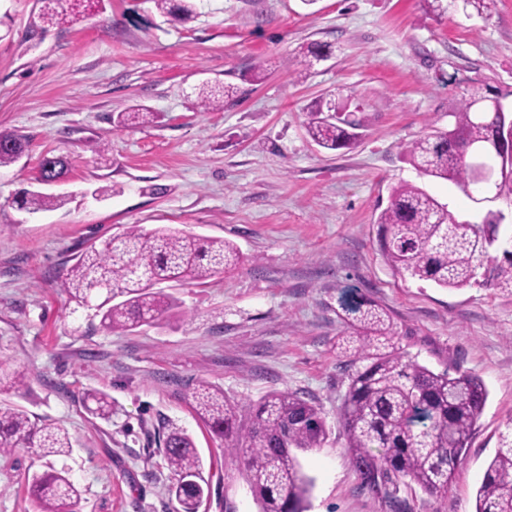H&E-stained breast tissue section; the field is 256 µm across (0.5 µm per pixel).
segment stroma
I'll list each match as a JSON object with an SVG mask.
<instances>
[{"instance_id":"35a3bbf8","label":"stroma","mask_w":512,"mask_h":512,"mask_svg":"<svg viewBox=\"0 0 512 512\" xmlns=\"http://www.w3.org/2000/svg\"><path fill=\"white\" fill-rule=\"evenodd\" d=\"M39 8L0 0V129L28 142L0 168V362L26 370L27 386L0 402L68 431L71 454L50 463L70 468L82 491L74 512H176L155 442L164 427L186 430L204 460L200 512H259L236 459L191 408L202 381L243 419L276 390L320 408L327 441L296 453L314 480L307 512H391L343 448L349 357L336 341L351 332L342 308L351 294L388 311L402 352L486 384L448 493L399 492L408 512H473L512 419V294L402 278L379 251L376 219L406 181L480 221L403 148L447 129L466 89L491 87L512 104V0L487 16L455 0H196L183 24L152 0H95L46 30ZM313 43L331 55L306 71L296 56ZM205 82L234 84L238 96L203 110L195 89ZM329 99L359 124L350 147L326 150L307 134L311 110ZM139 105L155 121L118 127L119 113ZM47 155L68 161L49 187L67 200L30 214L16 200L39 189ZM133 225L225 239L243 260L201 284L165 283L177 315L112 334L60 281L89 244ZM91 391L111 397L110 419L88 413ZM50 463L23 448L0 455V512H29L24 476Z\"/></svg>"}]
</instances>
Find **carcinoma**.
Returning <instances> with one entry per match:
<instances>
[{"instance_id":"obj_1","label":"carcinoma","mask_w":512,"mask_h":512,"mask_svg":"<svg viewBox=\"0 0 512 512\" xmlns=\"http://www.w3.org/2000/svg\"><path fill=\"white\" fill-rule=\"evenodd\" d=\"M79 0H40L39 18L54 24L75 10ZM170 22L196 15V0H152ZM237 88L226 84L218 96L204 83L198 101L205 110L221 107ZM334 107L315 110L307 124L310 138L328 150L348 146L355 135L349 123L331 115ZM445 131L425 133L405 146V154L423 176L452 182L469 199L483 193L473 179L470 159L485 148L502 126L512 120L503 96L487 88L466 91ZM154 114L141 108L120 115L123 126L147 125ZM26 140L0 130V167L16 161ZM484 163L498 170L490 196L512 202V156L493 155ZM67 171L61 156L41 161L44 179H61ZM30 213L65 204L60 196L28 192L17 201ZM506 221L500 209H487L481 222L459 219L448 206L413 183L391 188L387 206L379 213L378 244L396 273L442 288L479 285L512 290V245L501 236ZM242 254L231 242L202 239L178 230L143 233L136 226L92 244L75 257L61 287L80 308H91L111 333L153 325L178 308L177 299L154 287L166 282L204 281L237 266ZM357 343L348 367L349 383L340 408L345 448L363 488L405 512L400 486H416L430 494L448 492L455 470L471 442L487 403L483 380L473 374L435 372L393 343L394 324L377 305L354 300L346 306ZM26 386L22 371L0 369V392ZM91 413L112 415V398L103 392L88 395ZM196 415L239 461L260 512H305L312 480L302 472L292 450L321 447L328 429L322 412L304 397L272 391L252 409L246 427L238 406L224 391L200 382L191 395ZM168 468L176 477L169 492L179 512H199L208 491L203 461L193 439L183 429L158 437ZM25 448L39 457L67 456L68 432L56 423L32 417L16 405H0V453ZM33 512H64L77 504L81 491L68 470L50 467L26 477ZM473 512H512V422L500 433L499 445L476 492Z\"/></svg>"}]
</instances>
